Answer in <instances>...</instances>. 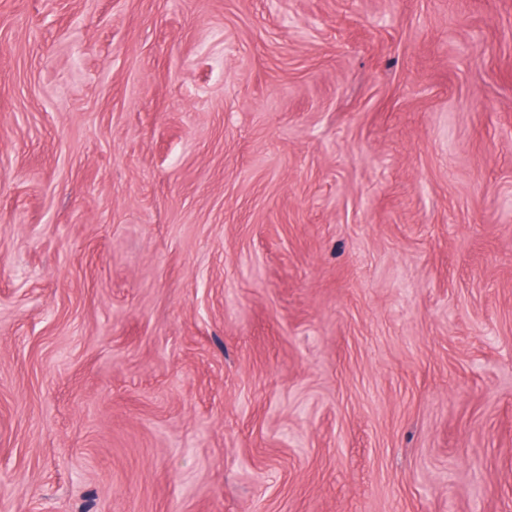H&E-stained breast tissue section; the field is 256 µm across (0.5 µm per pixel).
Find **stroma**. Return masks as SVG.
I'll list each match as a JSON object with an SVG mask.
<instances>
[{
    "label": "stroma",
    "instance_id": "35a3bbf8",
    "mask_svg": "<svg viewBox=\"0 0 512 512\" xmlns=\"http://www.w3.org/2000/svg\"><path fill=\"white\" fill-rule=\"evenodd\" d=\"M0 512H512V0H0Z\"/></svg>",
    "mask_w": 512,
    "mask_h": 512
}]
</instances>
